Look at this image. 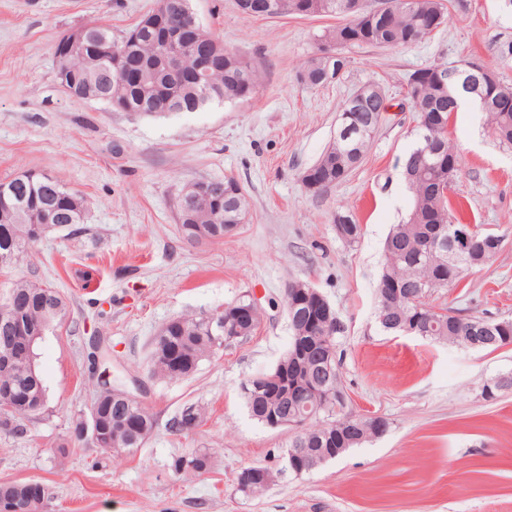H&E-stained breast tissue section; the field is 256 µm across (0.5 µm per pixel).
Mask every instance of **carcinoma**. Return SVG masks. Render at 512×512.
I'll return each instance as SVG.
<instances>
[{
  "label": "carcinoma",
  "mask_w": 512,
  "mask_h": 512,
  "mask_svg": "<svg viewBox=\"0 0 512 512\" xmlns=\"http://www.w3.org/2000/svg\"><path fill=\"white\" fill-rule=\"evenodd\" d=\"M351 0H237L240 11L248 16H299L336 15L343 22L325 30L319 37L317 51L302 63L298 81L315 88L328 81L334 63L325 55L328 47L349 44L370 45L380 48H405L428 37L434 21L444 23L446 6L443 0H382L380 7H368L356 14L348 11ZM92 39L112 47L109 56L94 59L78 49L59 62V66L75 73L82 82L83 93L89 96L104 95L112 108L132 115L163 116L173 112H196L217 103H234L252 97L260 83V70L250 60L224 47V44L204 28H187L180 46V58L172 70L159 57L160 33L142 20L125 34L121 41L112 39L111 31L99 24L88 25ZM209 52L212 66L200 68V54ZM438 69L428 67L415 71L419 79L406 93L407 99L418 114V146L404 163V175L413 195V208L409 216L393 226L384 246V263L380 278L391 277L404 288L422 292V300L414 304L408 300L387 301L378 296L377 319L386 331L398 332L400 327L414 318H421L419 329L413 336L445 341L465 348L471 347L467 329L474 323L503 324L512 336V319L489 320L464 317L448 309L434 311L429 298L436 291L458 282L461 275L472 268L492 263L501 248L489 250L476 260L466 252L456 254L434 244L437 235H448L452 223L448 198L443 189L448 178L459 169V154L448 136V115L457 111L454 83L436 77ZM362 88L369 96L357 105L346 101L342 112L353 115L359 131L346 138L337 127L336 137L317 161L304 171L309 179L305 189L320 193L342 183L363 161L372 135L378 126L381 106L385 104L384 88L366 83ZM485 124L502 144L512 146V108L505 111L496 107L484 109ZM6 186L8 198L0 199V254H8L7 264L21 263L32 247L53 232L66 229L76 231L83 223L85 200L64 188L59 182L41 181L35 175L24 187L15 186V180L0 181ZM56 209L68 212L71 223L40 224L23 215V211ZM247 214L244 194L220 195L200 198L191 212L177 211L178 232L190 242H199V235L219 242L224 240V226L242 224ZM44 285L27 277L15 280L7 295H0V309L6 307L5 299L13 296L25 303L17 317L25 324H52L67 317L68 310L60 295L43 297ZM254 329L229 322L224 325V335L212 333L210 318L179 317L166 323L151 342V370L153 375L170 381H179L194 374L200 363L217 350L236 340L253 335ZM36 360L32 351L13 367L0 372L12 381L18 395L38 396V408L45 407L46 388L39 369H31ZM249 415L265 423L264 414L271 404L269 389L247 380L241 387ZM343 392L340 371L318 394L319 402H310L308 417L295 428L289 447L317 448V438L332 429L342 430L348 437L346 449L358 447L376 435L363 428V420L346 413L337 399ZM112 415L125 427L128 447L137 451L153 433L156 420L141 402L120 399V389L112 388L103 401ZM205 407L200 403L182 407L173 427L181 433L195 431L204 421ZM213 465L212 453L207 448H194L171 458L169 469L177 478L207 473ZM255 486L236 481V489L245 496L263 493L269 483H259L271 469L263 465L248 467Z\"/></svg>",
  "instance_id": "carcinoma-1"
}]
</instances>
